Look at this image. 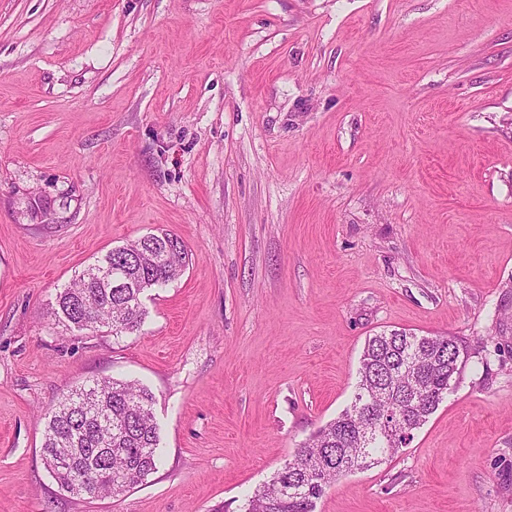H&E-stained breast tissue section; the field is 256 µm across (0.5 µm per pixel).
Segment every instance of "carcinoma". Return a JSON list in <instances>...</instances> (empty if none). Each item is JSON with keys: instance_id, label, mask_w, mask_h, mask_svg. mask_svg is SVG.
<instances>
[{"instance_id": "obj_1", "label": "carcinoma", "mask_w": 512, "mask_h": 512, "mask_svg": "<svg viewBox=\"0 0 512 512\" xmlns=\"http://www.w3.org/2000/svg\"><path fill=\"white\" fill-rule=\"evenodd\" d=\"M188 256L183 241L162 232L108 252L57 295L53 316L70 328L133 333L143 323L145 291L179 278ZM466 348L453 336L392 330L365 343L358 391L349 408L295 449L291 459L256 489L244 512H315L340 477L370 467L402 448L400 433L423 426L460 375ZM411 361L418 379L404 373ZM146 388L103 379L59 401L48 414L42 443L60 488L80 497H118L157 469L159 433Z\"/></svg>"}]
</instances>
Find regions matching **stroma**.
Instances as JSON below:
<instances>
[{"mask_svg": "<svg viewBox=\"0 0 512 512\" xmlns=\"http://www.w3.org/2000/svg\"><path fill=\"white\" fill-rule=\"evenodd\" d=\"M159 229L189 262L140 331L55 322ZM393 329L460 378L315 512H512V0H0V512H240ZM103 378L160 462L85 500L43 434Z\"/></svg>", "mask_w": 512, "mask_h": 512, "instance_id": "35a3bbf8", "label": "stroma"}]
</instances>
